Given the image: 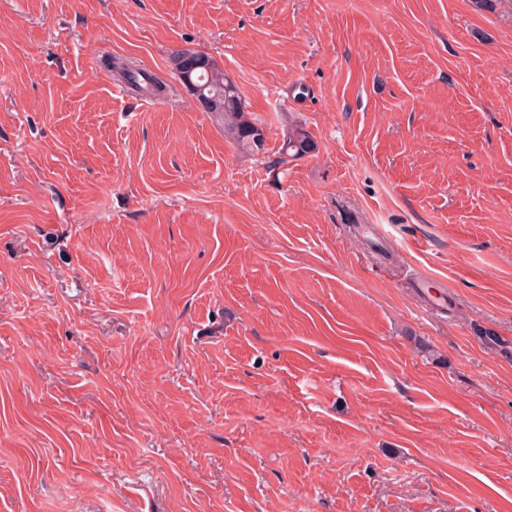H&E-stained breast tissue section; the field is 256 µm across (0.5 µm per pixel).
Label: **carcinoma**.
<instances>
[{"mask_svg": "<svg viewBox=\"0 0 512 512\" xmlns=\"http://www.w3.org/2000/svg\"><path fill=\"white\" fill-rule=\"evenodd\" d=\"M125 82L136 90L143 89L137 80L139 70L131 62L114 66ZM197 87L201 96L210 101L207 109L211 118L224 129L227 135L245 154H259L265 149V133L255 122L246 117L241 94L231 78L216 60L207 68H199L183 75ZM316 150V143L310 134L297 126L288 131L282 143V153L302 158Z\"/></svg>", "mask_w": 512, "mask_h": 512, "instance_id": "cac0c4a2", "label": "carcinoma"}]
</instances>
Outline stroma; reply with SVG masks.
Here are the masks:
<instances>
[{
    "label": "stroma",
    "instance_id": "1",
    "mask_svg": "<svg viewBox=\"0 0 512 512\" xmlns=\"http://www.w3.org/2000/svg\"><path fill=\"white\" fill-rule=\"evenodd\" d=\"M76 500L512 512V0H0V512ZM199 57L209 58L211 65L195 69L189 75L182 70L183 78L197 87L200 98L205 97L210 101V106L205 112H209L211 118L224 129V134L235 143L238 150L250 155L261 153L265 149V133L256 122L246 117L239 90L213 57L205 52L190 49L175 51L172 63L178 80L183 84L182 78L175 70L177 62L186 59L183 65L188 70L191 62ZM317 146L310 134L300 126L288 131L282 143V153L287 156L302 158L316 150Z\"/></svg>",
    "mask_w": 512,
    "mask_h": 512
}]
</instances>
